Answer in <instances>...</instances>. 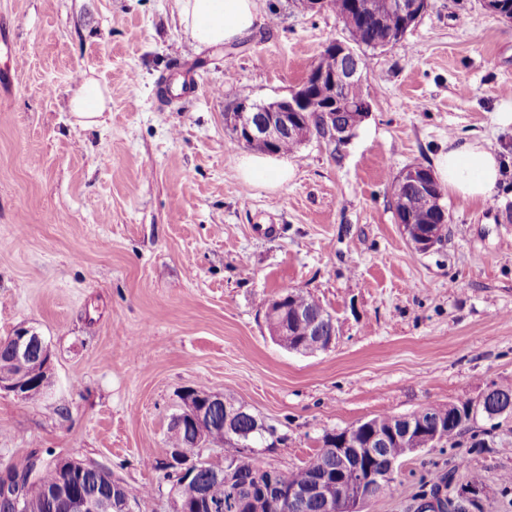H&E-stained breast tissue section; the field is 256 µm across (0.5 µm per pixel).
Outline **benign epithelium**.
<instances>
[{
    "label": "benign epithelium",
    "instance_id": "obj_1",
    "mask_svg": "<svg viewBox=\"0 0 512 512\" xmlns=\"http://www.w3.org/2000/svg\"><path fill=\"white\" fill-rule=\"evenodd\" d=\"M391 7L403 20V27L408 29L414 25L423 13L420 0H390ZM323 53L337 57L339 65L329 71L314 64L307 73V79L298 83L290 95L278 98L269 103H256L248 98L239 100L231 109L224 113L226 125L235 130L241 144L247 142H265L272 145L288 135L299 137L302 124L298 121L299 112L307 102L308 80H313L321 90L322 97L327 99L328 107L325 112L336 111V106L351 108L345 101H336V89L348 88L365 81L358 66L351 63L356 57L355 49L342 40L328 42ZM263 113V118H256V113ZM407 239L420 249L430 250L437 245V239L442 234L440 225L424 233L411 224L402 225ZM267 324L272 338L278 342L285 335V327L275 316L273 304H268L266 312ZM315 340L309 343L307 349L296 348V353H315L327 350L333 344L335 335L323 336L318 322L311 324ZM11 355L13 369L9 373L0 374V392L12 394L20 399H30L41 393L49 383L53 367L52 351L43 342L42 337L34 330L20 327L11 336ZM40 365V378L32 382L31 365ZM181 412L174 414L175 430L189 427L196 437L197 445L207 450H223L224 437L238 448L252 447V438L256 435L262 438H273L276 430L258 417H253V426L249 431L241 430L238 419L248 413V408L239 403L224 399V396L210 392L190 390L181 396ZM224 412V423L216 425L213 422V412ZM418 431L413 417L402 415L391 423L390 435L403 439L409 445H414L413 435ZM341 465L352 468L355 475L354 488L342 494L340 500L345 504V512H362L365 504L373 499V495L389 487L395 478L396 465L381 473H375L367 467L357 464L350 466L343 451H338ZM164 470L176 476L168 492L172 512H215L216 506L205 492L199 491L192 500H184L179 493L180 486L191 482L200 469L198 461L184 457L178 448H165L163 459ZM49 466L55 469L69 471L75 477H81L87 471L98 472L101 466L96 463L76 459L58 458L50 461L33 460L22 472L8 471L0 477V503L6 502L13 507V512H22L25 502L34 494H40L45 500L52 501L57 497L68 500L70 512H136L139 502L120 494L121 482L110 477L109 486L103 491L84 494L71 487L63 485H44L38 475L42 468ZM259 476L256 485L259 488L258 497L269 502L288 501V505L305 512L310 499L323 497L331 499L325 480L318 479L304 487L288 485L286 473L265 466H258ZM256 497V498H258ZM256 498L234 497L235 512H257Z\"/></svg>",
    "mask_w": 512,
    "mask_h": 512
}]
</instances>
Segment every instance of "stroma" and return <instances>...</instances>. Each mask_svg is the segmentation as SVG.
Returning <instances> with one entry per match:
<instances>
[{"instance_id": "obj_1", "label": "stroma", "mask_w": 512, "mask_h": 512, "mask_svg": "<svg viewBox=\"0 0 512 512\" xmlns=\"http://www.w3.org/2000/svg\"><path fill=\"white\" fill-rule=\"evenodd\" d=\"M256 2L255 30L201 50L177 0H0L20 58L0 52V338L28 327L53 353L42 393H0V474L34 455L91 461L152 489L140 512H169L160 462L185 390L272 425L279 442L256 457L288 472L325 433L512 384V128L496 122L512 22L429 0L406 47L375 52L352 139H311L292 180L247 189L227 107L287 96L346 35L334 11ZM85 75L112 98L89 128L67 107ZM478 133L504 180L483 200L444 195L447 242L416 250L393 177ZM289 288L331 313L328 350L271 338L266 307ZM486 441L408 455L365 512H420L437 478L460 501L471 472L473 512H512V418Z\"/></svg>"}]
</instances>
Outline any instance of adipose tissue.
I'll list each match as a JSON object with an SVG mask.
<instances>
[{"label": "adipose tissue", "instance_id": "obj_1", "mask_svg": "<svg viewBox=\"0 0 512 512\" xmlns=\"http://www.w3.org/2000/svg\"><path fill=\"white\" fill-rule=\"evenodd\" d=\"M185 29L202 47H218L240 39L258 23L256 0H178ZM104 87L94 78H83L68 101L78 124L96 125L108 108ZM240 180L248 186L275 189L294 175L287 159L272 155H246L237 165ZM505 164L497 150L482 137L449 139L435 154L432 173L449 194L462 200L489 197L503 178Z\"/></svg>", "mask_w": 512, "mask_h": 512}]
</instances>
